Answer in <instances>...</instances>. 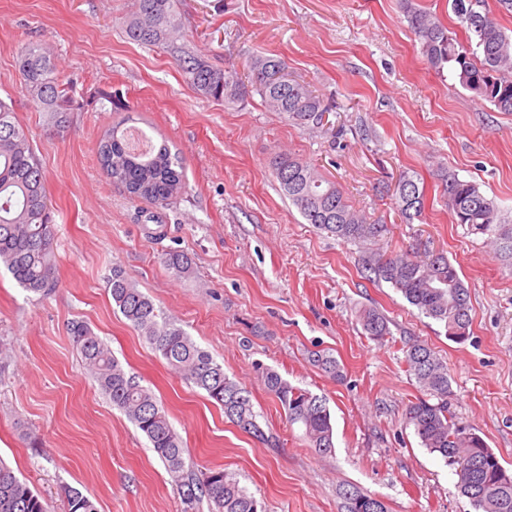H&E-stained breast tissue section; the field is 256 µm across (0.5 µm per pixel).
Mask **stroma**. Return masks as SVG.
I'll return each mask as SVG.
<instances>
[{
	"instance_id": "obj_1",
	"label": "stroma",
	"mask_w": 512,
	"mask_h": 512,
	"mask_svg": "<svg viewBox=\"0 0 512 512\" xmlns=\"http://www.w3.org/2000/svg\"><path fill=\"white\" fill-rule=\"evenodd\" d=\"M408 1L456 27L448 0H175L182 47L241 79L250 57L280 59L331 105L330 135L268 111L254 92L234 103L199 96L167 49L125 37L133 0H0V98L12 101L42 164L57 264L46 296L0 271V459L49 512H68V487L98 512L186 509L74 348L75 320L154 392L195 468L234 474L266 512H345L342 494L353 488L387 512H471L452 468L404 423L419 395L403 363L411 339L447 364L453 410L512 470V256L490 254L484 235L453 223L440 180L475 182L512 223V113L428 66ZM30 44L52 49L68 89L63 133H50L21 89L16 60ZM129 116L182 161L185 189L169 206L131 198L99 162L101 139ZM279 151L391 224L388 249L422 241L456 263L470 292L468 339H448L388 284L365 279L366 245L305 224L270 167ZM403 173L426 198L411 224L392 193ZM173 250L191 257V275L165 266ZM116 265L249 390L268 442L226 419L122 317L108 290ZM364 306L388 317L385 340L363 335ZM318 351L336 357L340 377L313 363ZM263 366L326 399L332 453H316L289 425Z\"/></svg>"
}]
</instances>
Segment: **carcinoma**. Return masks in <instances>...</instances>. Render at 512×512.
<instances>
[{
    "label": "carcinoma",
    "instance_id": "1",
    "mask_svg": "<svg viewBox=\"0 0 512 512\" xmlns=\"http://www.w3.org/2000/svg\"><path fill=\"white\" fill-rule=\"evenodd\" d=\"M448 2L467 33L464 41L437 16L406 6L407 22L422 54L432 68L450 70L463 89L487 101L494 110L512 112V35L484 8V0ZM176 30L173 0H136L134 11L124 21L130 40L143 46H163L175 54L198 95L235 102L254 91L270 110L285 114L300 127L333 129L329 119L332 108L310 85L294 79L283 85L264 80L267 71H285L282 61L270 56L250 58L247 86L175 45ZM16 66L27 97L47 113L52 130L63 131V114L70 111V105L50 52L42 45H28L18 55ZM99 159L132 197L166 205L183 191L179 159L167 145L157 146L141 132L133 138L112 129L100 142ZM271 164L282 194L298 208L305 223L344 242L375 246L363 256L364 272L389 284L408 304L441 325L450 339L463 342L469 337V291L444 253L421 242L400 251L383 250L380 245L390 234L389 225L372 222L353 208L335 182L314 166L286 154H275ZM442 187L455 223L487 236L492 245L512 250V224L504 222L494 198L474 182L454 174L444 175ZM394 191L404 221L410 224L422 217L425 193L413 177L401 176ZM55 237L42 165L27 134L15 121L13 105L0 99V268H6L25 290L49 293L57 283ZM165 263L179 276L190 274L192 269V259L181 251L167 254ZM108 284L115 308L171 370L222 406L224 415L241 430L268 441L249 392L226 377L222 364L198 347L181 327L163 317L120 269L112 268ZM357 318L369 338L382 340L390 335L388 319L376 308L359 309ZM70 334L100 390L148 439L189 512L203 500L209 512H264L262 504L223 468L197 471L186 461L183 440L153 391L126 371L88 324L73 321ZM403 354L407 372L420 392L406 408L404 419L420 445L454 469L457 488L474 512H512V471L500 462L487 460L486 440L451 410L448 366L432 348L416 340L405 342ZM313 362L332 377L339 373L336 358L329 354L316 353ZM261 377L287 414L288 423L303 431L310 447L320 454L332 452L334 427L326 400L289 384L271 368L262 369ZM369 499L368 494L351 491L346 497V512H366ZM67 501L69 512H96L93 501L76 488L68 489ZM0 512H48L41 495L1 462Z\"/></svg>",
    "mask_w": 512,
    "mask_h": 512
}]
</instances>
